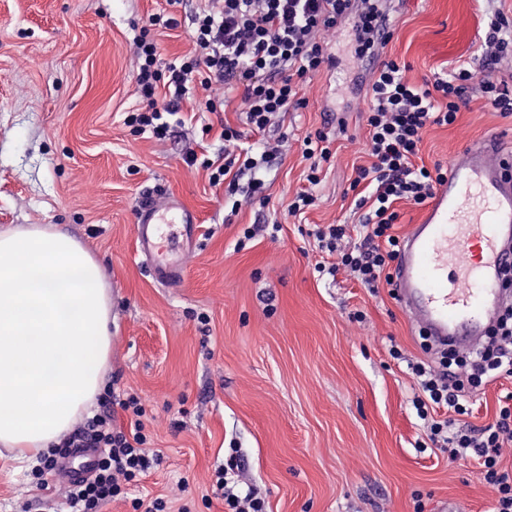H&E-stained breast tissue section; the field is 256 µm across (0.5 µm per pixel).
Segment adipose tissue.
I'll use <instances>...</instances> for the list:
<instances>
[{"mask_svg":"<svg viewBox=\"0 0 512 512\" xmlns=\"http://www.w3.org/2000/svg\"><path fill=\"white\" fill-rule=\"evenodd\" d=\"M112 295L67 231L0 232V447L20 464L68 434L105 387Z\"/></svg>","mask_w":512,"mask_h":512,"instance_id":"obj_1","label":"adipose tissue"}]
</instances>
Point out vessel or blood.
Listing matches in <instances>:
<instances>
[{
	"label": "vessel or blood",
	"mask_w": 512,
	"mask_h": 512,
	"mask_svg": "<svg viewBox=\"0 0 512 512\" xmlns=\"http://www.w3.org/2000/svg\"><path fill=\"white\" fill-rule=\"evenodd\" d=\"M138 253L157 282L176 286L199 246L200 220L170 195L138 205ZM512 154L490 133L453 152L444 180L409 225L394 268L395 301L442 349L479 348L512 290Z\"/></svg>",
	"instance_id": "vessel-or-blood-1"
}]
</instances>
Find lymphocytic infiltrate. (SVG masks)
I'll return each mask as SVG.
<instances>
[{
    "mask_svg": "<svg viewBox=\"0 0 512 512\" xmlns=\"http://www.w3.org/2000/svg\"><path fill=\"white\" fill-rule=\"evenodd\" d=\"M347 21L355 31V56L367 59L382 21L374 0H210L193 22V55L162 70L160 42L146 34L136 41L135 80L144 105L128 113L125 122L165 138L167 118L178 112L187 84L194 79L205 91L222 85L225 98L240 99L244 126L265 133L276 117L305 107L301 90L329 65L327 37ZM482 42L479 61L464 63L430 84L406 81L404 67L396 60L380 64L366 92V146L373 162L357 168L355 177L369 188L368 195L357 201L365 210L363 221L315 226L312 234L319 248L336 258L334 264H318V272L346 271L373 291L391 283L388 267L400 243L394 233L400 218L396 202L424 204L445 176L443 168L415 164L426 128L453 124L473 88L494 110L512 115V83L489 72L490 66L512 58V19L498 11L485 14ZM220 137L223 156L203 163L211 185L224 186L230 196L243 194L249 202L262 198L265 182L260 172L277 154V146L268 143L259 152L240 146V130L229 125ZM301 152L308 163V187L289 204L294 215L315 205L312 189L332 157L330 141L320 131L304 137ZM389 355L405 364L416 382L412 404L428 440L447 447L449 460L475 461L495 492L490 512H512V473L501 468L503 449L512 447V405H501L491 425L475 428L467 421L473 413L470 396L512 374V308L506 309L478 351L451 352L434 365L406 358L395 345ZM116 404L128 414L127 428L113 424ZM98 406V412L77 427L62 448L41 455L32 470L33 478L40 481L55 474L63 448L99 449L93 477L65 489L66 512H103L107 504L125 495L127 486L163 462L161 452L147 446L145 410L138 397L116 403L107 394L99 397ZM236 466L231 458L215 472L224 512H267L255 489H237Z\"/></svg>",
    "mask_w": 512,
    "mask_h": 512,
    "instance_id": "1",
    "label": "lymphocytic infiltrate"
}]
</instances>
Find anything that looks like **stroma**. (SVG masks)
Instances as JSON below:
<instances>
[{
    "mask_svg": "<svg viewBox=\"0 0 512 512\" xmlns=\"http://www.w3.org/2000/svg\"><path fill=\"white\" fill-rule=\"evenodd\" d=\"M204 0H0V232L55 226L82 241L112 289L108 391L142 398L145 431L164 463L136 496L168 500L170 512H224L212 474L238 449L241 478L268 512H436L442 499L488 512L494 493L472 462L420 450L426 435L411 400L414 381L388 354L423 358L421 339L388 289L372 293L346 272L319 275L317 224H356L354 169L369 165L364 100L351 78L363 65L347 52L348 27L330 45L336 59L288 113V142L265 173L269 230L245 239L256 209L236 215L224 190L188 151L216 159L218 134L237 113L209 111L200 88L159 140L124 123L141 106L132 77L135 41L148 18L177 21L162 64L190 54L189 30ZM512 0H411L393 17L386 57L420 84L479 57L483 18ZM333 137L336 155L300 216L288 205L304 188L299 141ZM512 148V116L481 96L455 123L430 126L419 162L447 164L487 132ZM174 194L200 218V247L181 287L153 281L136 256L134 212L146 196ZM361 321H353L354 313ZM512 377L474 394V427L492 424ZM40 490L29 471L0 459V512H45L57 479Z\"/></svg>",
    "mask_w": 512,
    "mask_h": 512,
    "instance_id": "35a3bbf8",
    "label": "stroma"
}]
</instances>
